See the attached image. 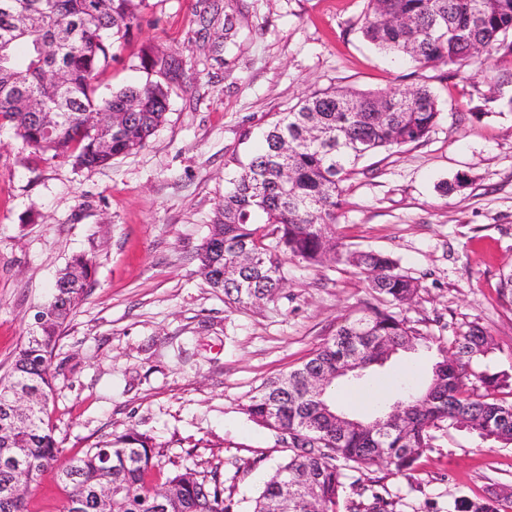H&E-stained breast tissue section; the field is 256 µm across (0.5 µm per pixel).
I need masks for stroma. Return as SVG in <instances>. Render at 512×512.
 Segmentation results:
<instances>
[{
	"instance_id": "obj_1",
	"label": "stroma",
	"mask_w": 512,
	"mask_h": 512,
	"mask_svg": "<svg viewBox=\"0 0 512 512\" xmlns=\"http://www.w3.org/2000/svg\"><path fill=\"white\" fill-rule=\"evenodd\" d=\"M242 26L202 31L200 0H147L138 25L100 72L102 93L148 77L151 53L182 60L165 123L139 152L104 168L27 163L0 127V375L11 368L38 306L76 254L94 274L53 354L48 413L63 458L128 428L181 467L216 469L224 495L250 512L288 451L242 408L268 378L306 360L371 296L347 265L288 264L278 300L235 308L193 255L224 197L233 157L316 90L429 87L441 114L424 140L367 156L344 185L336 235L350 250L391 254L419 291L406 314L448 337L478 325L495 350L476 371L512 372V62L421 67L364 40L365 0H237ZM465 176L462 188L439 185ZM427 359L379 368L374 384L422 383ZM403 512H448L455 496L512 488V446L466 431L442 435L411 478L382 466L358 476Z\"/></svg>"
}]
</instances>
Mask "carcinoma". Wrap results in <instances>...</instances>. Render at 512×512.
<instances>
[{
    "label": "carcinoma",
    "instance_id": "carcinoma-1",
    "mask_svg": "<svg viewBox=\"0 0 512 512\" xmlns=\"http://www.w3.org/2000/svg\"><path fill=\"white\" fill-rule=\"evenodd\" d=\"M145 0H0V124L14 130L29 163L54 161L74 169L104 167L144 148L166 120L170 85H182L181 60L158 55L148 80L98 93L95 77L112 65ZM241 11L224 6V48L236 44ZM361 33L381 50L426 67L459 65L478 44L486 56L512 57V0H367ZM112 113V124L95 129L93 114ZM440 114L426 86L413 90L315 91L268 126L261 152L235 165L224 199L195 260L209 285L228 303L247 307L275 301L284 266L346 264L363 277L375 303L336 326L332 337L283 376L263 383L244 414L288 449L254 499L252 512H271L280 485L292 483L287 512H399L390 494L371 491V502L344 499L351 471L383 465L411 477L418 459L435 447L437 433L464 427L483 441L512 444V373H476L471 364L491 352L479 328L446 341L396 308L410 303L419 285L389 254L349 251L336 242L343 183L362 158L425 139ZM93 264L75 255L59 271L47 319L38 335L17 347L10 372L0 377V512H29V493L53 472L65 492L61 512H234L217 471L190 467L169 471L160 499L148 477L162 467V452L134 428L61 460L49 428L53 394L51 359L63 325L91 283ZM424 350L429 382L403 387L393 403L361 419L340 410L327 388L308 395L314 372L334 373L351 359L358 376L378 356ZM479 382L484 393L466 389ZM312 493H307V485ZM508 498L493 493L459 496L448 512H506Z\"/></svg>",
    "mask_w": 512,
    "mask_h": 512
}]
</instances>
